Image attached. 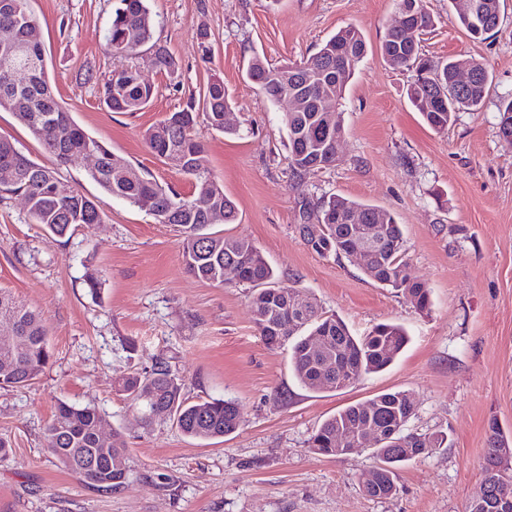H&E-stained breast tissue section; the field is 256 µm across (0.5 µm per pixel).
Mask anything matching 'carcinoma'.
<instances>
[{"mask_svg": "<svg viewBox=\"0 0 512 512\" xmlns=\"http://www.w3.org/2000/svg\"><path fill=\"white\" fill-rule=\"evenodd\" d=\"M476 1L480 13L467 17L466 4ZM459 24L474 38H485L497 26L500 0H451ZM417 32L412 43L390 29L381 43V52L393 68L414 69L417 79L408 87V99L425 123L435 132L448 130L457 112L477 111L482 107L489 84V73L482 63L469 59L437 61L421 52L420 35L432 26L430 16L416 11ZM12 26L19 50L0 46V111L12 113L17 121L40 140L60 165L76 163L91 150L98 156V166L89 176L110 197L156 216L170 212L168 223L182 228V259L187 271L210 283L235 282L251 290L250 305L254 323L267 347L290 349V361L297 382L311 391L347 388L345 381L357 384L365 377L392 366L409 341L407 330L396 323H379L364 336H355L339 317L322 311L316 298L306 290L277 287L273 268L258 247L246 238L227 237L210 231L208 214L220 204L224 223L233 224L238 213L223 187L212 177L206 164L205 150L194 136L197 112H203L208 124L225 133L233 128L220 122L221 114L232 109L219 76L210 78L202 99H190L184 108L167 114L145 131V141L152 152L165 159L177 155L180 171L195 180L196 192L188 197L142 172L130 161L113 153L105 144L79 125L63 107L49 82L44 48L28 39L29 30L39 26L31 0H0V27ZM154 18L147 0H118L106 37V50L114 58L129 59L144 46L153 51L159 71L172 75L178 62L163 45L153 41ZM135 34V44L127 40ZM366 52L362 32L347 26L326 40L309 59L293 65L272 67L256 53L251 58L247 79L255 84L265 99L276 103L284 90L305 98V106L286 112L289 167L297 177L313 171L311 164L330 166L336 162V138L343 136L341 112L324 120L322 102L343 99ZM27 63L39 69L25 88L14 89L4 83V66ZM473 74L472 82L459 86L458 71ZM100 101L111 112H137L154 98V85L139 71L126 64L115 67L98 86ZM16 168V179L1 185L5 194L24 195L31 223L39 224L58 238L71 236L79 224L101 223L100 202L84 195L58 169L41 165L0 138V166ZM356 211L361 223L349 224L347 215ZM301 223L299 236L322 257H348L368 224H377L382 236L369 242L370 260L364 275L401 293L417 310L431 306L430 288L407 274L408 260L403 231L395 216L384 209L348 197H304L299 201ZM233 268L235 276L225 277ZM10 317L16 323L15 339H0V385L25 388L33 383L49 363L51 352L48 330L40 314L0 289V319ZM128 407L140 412L144 422L168 414L187 437L210 441L236 432L243 419L238 404L231 399L210 398L190 402L184 397L182 379L170 362L160 357L150 370L130 374L119 382ZM413 395L406 390L382 392L373 398L349 405L325 419L308 441L317 455L343 456L347 448L361 447L360 438L367 430L380 435L374 454L381 466L373 478L363 482L365 493L373 498H387L395 490V472L399 465L448 447L443 431L411 433L408 425L415 416ZM102 416L89 405L61 401L46 428L49 452L71 474L98 488H118L130 475L129 458L120 434L112 440L100 438ZM512 445L497 428H492L483 467V484L488 499L483 507H469L468 512H497L495 503L504 496L512 498V465L507 453Z\"/></svg>", "mask_w": 512, "mask_h": 512, "instance_id": "obj_1", "label": "carcinoma"}]
</instances>
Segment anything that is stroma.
I'll list each match as a JSON object with an SVG mask.
<instances>
[{"mask_svg": "<svg viewBox=\"0 0 512 512\" xmlns=\"http://www.w3.org/2000/svg\"><path fill=\"white\" fill-rule=\"evenodd\" d=\"M56 97L115 154L189 195L193 179L147 146L145 130L183 108L211 75L224 79L237 131L198 119L194 134L213 176L238 211L224 235L255 243L283 288L311 292L355 335L403 324L410 342L387 371L343 391H309L286 350H272L253 322L247 287L202 281L181 257L183 233L103 194L86 164L62 175L101 201L102 221L70 239L30 223L22 197L0 198V288L38 311L52 357L31 386H0V512H468L482 480L491 425L512 437V145L499 136V109L512 99V0L486 40L459 25L450 0H423L434 20L425 54L484 63L491 84L480 111L458 113L447 132L429 129L410 105L412 74L389 66L380 44L396 0H148L154 38L179 63L168 77L149 52L133 60L155 87L138 112L114 113L86 72L114 66L105 51L116 0H31ZM348 25L367 53L342 101L345 133L336 162L304 177L288 166L285 104L266 102L245 71L253 53L274 66L313 55ZM340 194L393 213L410 276L431 290L419 313L400 293L367 278L351 260L312 251L295 229L301 197ZM102 281L94 301L87 272ZM167 358L192 401L236 400L240 429L223 442L185 437L172 418L144 424L119 380ZM386 390L409 391L414 433L442 430L448 445L401 464L397 491L363 490L375 464L361 448L342 457L311 453L309 437L341 408ZM95 406L105 433L129 453L127 484L96 490L45 446L59 401Z\"/></svg>", "mask_w": 512, "mask_h": 512, "instance_id": "1", "label": "stroma"}]
</instances>
